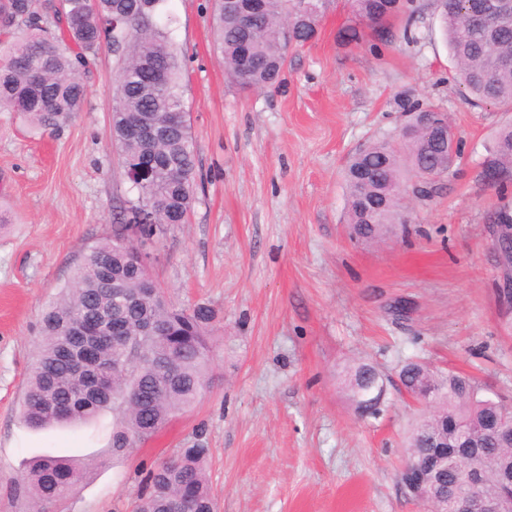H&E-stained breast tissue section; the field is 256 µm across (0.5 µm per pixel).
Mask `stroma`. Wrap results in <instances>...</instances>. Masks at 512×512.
<instances>
[{
	"mask_svg": "<svg viewBox=\"0 0 512 512\" xmlns=\"http://www.w3.org/2000/svg\"><path fill=\"white\" fill-rule=\"evenodd\" d=\"M165 11L185 55L200 177L152 276L173 303L213 308L211 384L126 454L112 451L111 412L77 431L19 417L43 310L132 195L109 132L118 66L104 46L83 111L59 135L0 112V206L11 216L0 224V512H28L11 481L43 454L92 466L65 512H131L138 468L198 441L219 512H427L398 476L421 410L399 389L404 361L469 375L512 402V302L488 222L512 184L482 177L512 112L466 100L431 7L356 45L338 36L349 0H326L316 37L263 91L225 75L208 0H168ZM417 103L447 113L461 157L432 199L406 202L404 232L351 241L347 162L397 141ZM358 362L384 378L378 415H360L341 383Z\"/></svg>",
	"mask_w": 512,
	"mask_h": 512,
	"instance_id": "stroma-1",
	"label": "stroma"
}]
</instances>
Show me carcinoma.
Listing matches in <instances>:
<instances>
[{
	"mask_svg": "<svg viewBox=\"0 0 512 512\" xmlns=\"http://www.w3.org/2000/svg\"><path fill=\"white\" fill-rule=\"evenodd\" d=\"M0 0V108L18 113L28 127L57 133L79 112L87 96L94 56L107 44L118 56V80L110 114V133L122 164L145 154L155 160L152 180L132 186L133 207L154 209L157 224L149 233L160 238L166 226L186 223L194 202L198 176L190 126L172 125L148 140L130 127L142 119H162L185 111L180 92L182 53L169 25L159 21L168 0ZM261 9L250 28L224 10V0H210L215 47L224 58V72L244 89L274 86L288 51L303 46L315 33L318 18L294 12L295 0H259ZM448 55L475 106L493 104L512 111V0H434ZM420 0H350L351 24L343 37L364 38L358 21L389 25L399 16L406 24L420 14ZM492 12L486 27L468 23L471 14ZM407 164L390 142L376 140L348 161L345 172L347 224L357 242H375L395 225L407 223L400 204L405 176L425 169L448 171L460 157L461 140L448 129V140L433 142L411 123L401 129ZM483 168L496 170L499 185L512 183V123L498 132ZM493 233L512 240V203L497 208L490 219ZM119 234L95 244L76 267L61 295L42 315V339L20 408L23 422L33 429L86 424L112 410V451L124 454L128 438L141 443L171 417L192 405L209 386L207 359L209 326L214 313L206 305L185 308L168 302L158 288H143L142 272L120 247ZM121 324L128 343L96 338L93 359L77 372L70 359L78 339L76 323L92 325L102 316ZM149 321L164 328L163 336H144ZM128 363L125 371L113 366ZM406 391L428 387L435 398L422 403L410 447L417 449L413 465L421 469L430 448H475L471 455L448 457V470L435 486L443 512H454L456 495L472 470L481 471L480 491L490 500L512 496L499 474L512 469V410L482 393L472 378L450 371L438 374L409 360L399 372ZM384 384L367 363L347 371L344 387L363 415H376L381 403L362 406L365 384ZM209 449L198 444L181 448L151 465L143 478L146 491L137 495L133 512H214L204 463ZM89 467L43 455L33 461L15 484L32 512L64 501L82 483Z\"/></svg>",
	"mask_w": 512,
	"mask_h": 512,
	"instance_id": "carcinoma-1",
	"label": "carcinoma"
}]
</instances>
